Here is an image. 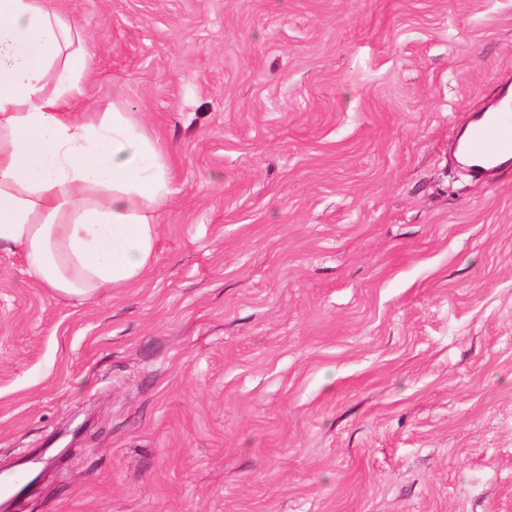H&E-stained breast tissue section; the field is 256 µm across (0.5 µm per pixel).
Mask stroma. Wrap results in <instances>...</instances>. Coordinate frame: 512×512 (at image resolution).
Listing matches in <instances>:
<instances>
[{"label": "stroma", "instance_id": "1", "mask_svg": "<svg viewBox=\"0 0 512 512\" xmlns=\"http://www.w3.org/2000/svg\"><path fill=\"white\" fill-rule=\"evenodd\" d=\"M63 7L174 192L109 294L0 247V473L90 421L18 512H512V0ZM466 142L465 152L476 163L474 173L482 174L483 166L499 158L512 160V98L503 97L495 112L484 119L475 118Z\"/></svg>", "mask_w": 512, "mask_h": 512}]
</instances>
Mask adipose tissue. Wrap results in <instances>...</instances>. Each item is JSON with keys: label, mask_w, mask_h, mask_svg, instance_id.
I'll list each match as a JSON object with an SVG mask.
<instances>
[{"label": "adipose tissue", "mask_w": 512, "mask_h": 512, "mask_svg": "<svg viewBox=\"0 0 512 512\" xmlns=\"http://www.w3.org/2000/svg\"><path fill=\"white\" fill-rule=\"evenodd\" d=\"M74 28L50 0H0V246L89 300L144 277L173 188L132 113L84 111Z\"/></svg>", "instance_id": "obj_1"}]
</instances>
